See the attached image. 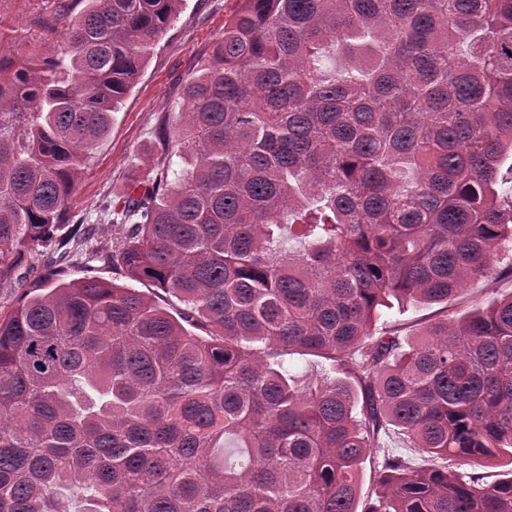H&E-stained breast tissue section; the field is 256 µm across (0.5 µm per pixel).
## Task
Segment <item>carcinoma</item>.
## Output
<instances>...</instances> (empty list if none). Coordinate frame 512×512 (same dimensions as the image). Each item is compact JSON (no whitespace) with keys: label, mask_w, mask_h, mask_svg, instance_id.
Masks as SVG:
<instances>
[{"label":"carcinoma","mask_w":512,"mask_h":512,"mask_svg":"<svg viewBox=\"0 0 512 512\" xmlns=\"http://www.w3.org/2000/svg\"><path fill=\"white\" fill-rule=\"evenodd\" d=\"M73 2L63 49L0 51V286L37 273L0 309V512H512L479 470L512 458V295L376 329L512 275V0H240L161 122L185 166L84 241L162 305L52 263L183 0ZM443 305L416 308L412 305H398L395 303L391 309H384L377 326L379 329H395L401 336L410 335L417 325L427 317L442 315Z\"/></svg>","instance_id":"obj_1"}]
</instances>
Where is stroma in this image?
<instances>
[{"instance_id":"obj_1","label":"stroma","mask_w":512,"mask_h":512,"mask_svg":"<svg viewBox=\"0 0 512 512\" xmlns=\"http://www.w3.org/2000/svg\"><path fill=\"white\" fill-rule=\"evenodd\" d=\"M58 6L59 0H0V45L27 56L54 50L56 42L46 36L40 21ZM240 6V0H184L137 85L113 113L109 133L92 151L82 171L61 230L70 250L63 264L65 280L95 275L123 282V275L111 266L86 263L80 255V243L90 232L102 240L123 235L121 225L96 223L98 209L104 200L118 198L130 176L149 179L153 165L167 163L161 120L165 114L179 112L186 81L208 57L224 33L225 21ZM510 293V276L481 280L449 301L447 311L458 316Z\"/></svg>"}]
</instances>
